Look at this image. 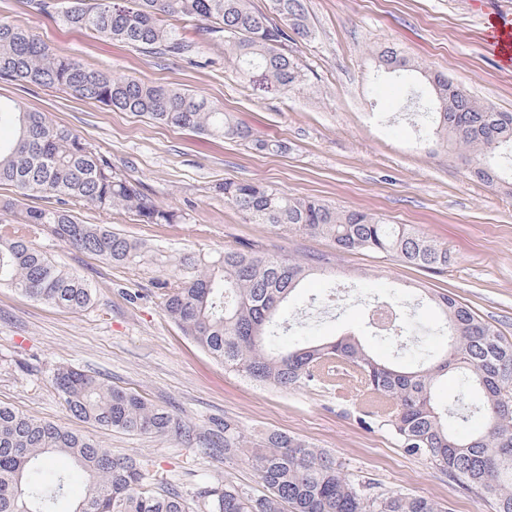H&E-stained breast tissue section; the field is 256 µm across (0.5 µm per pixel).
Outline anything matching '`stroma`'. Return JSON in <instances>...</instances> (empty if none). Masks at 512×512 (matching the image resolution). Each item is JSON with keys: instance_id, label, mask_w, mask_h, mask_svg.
Listing matches in <instances>:
<instances>
[{"instance_id": "35a3bbf8", "label": "stroma", "mask_w": 512, "mask_h": 512, "mask_svg": "<svg viewBox=\"0 0 512 512\" xmlns=\"http://www.w3.org/2000/svg\"><path fill=\"white\" fill-rule=\"evenodd\" d=\"M307 7L311 35L293 41L307 85L285 94L259 74L240 77L220 41L199 62L166 60L70 29L30 12L23 0H0V18L58 54L92 70L204 96L254 136L282 143L278 152L260 153L33 84L0 79V98L78 130L114 167L142 182L149 200L177 211L179 223L142 224L119 211L76 210L85 223L112 225L167 256L247 247L281 256L330 250L328 240L250 223L225 203L220 188L228 180L364 209L447 246L448 267L440 272L367 252L342 256L335 276H311L284 305L274 347L353 334L380 359L419 360L441 343L438 313L420 300L424 288L454 295L512 340V195L471 179L452 148L421 142L414 115L403 109L405 84L390 76L374 80L375 64L364 53L369 45L396 46L484 104L512 112V68L487 47L482 13L473 0H307ZM35 243L87 279L96 302L75 314L0 288V404L90 435L187 497L206 479L260 493L244 458L224 461L195 441L230 418L252 438L277 430L326 449L351 478L433 498L446 512H493L489 500L407 454L330 390L278 389L225 369L163 312L161 283L177 274L174 264L115 266L47 232ZM377 299L405 306L410 339L365 330V308ZM56 365L145 396L176 416L179 430L154 437L71 419L50 384Z\"/></svg>"}]
</instances>
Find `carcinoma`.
I'll return each instance as SVG.
<instances>
[{"label": "carcinoma", "mask_w": 512, "mask_h": 512, "mask_svg": "<svg viewBox=\"0 0 512 512\" xmlns=\"http://www.w3.org/2000/svg\"><path fill=\"white\" fill-rule=\"evenodd\" d=\"M279 22L255 10L251 0H26L35 13L68 27L167 59L193 60L202 46L165 23L181 17L202 23V42H224L241 77L254 72L288 93L305 84L288 42L310 34L305 0H270ZM377 74L408 83L407 112H421L445 145L457 149L470 173L489 187L503 182L492 164L512 156V112H496L442 74H428L392 47L368 50ZM0 78L58 87L66 93L124 112L218 138L235 139L262 152L273 148L224 110L187 91L136 78L92 71L57 54L28 31L0 21ZM0 185L22 198L40 196L55 205L18 208L0 201L14 219L0 224V286L71 312L94 302L85 279L63 269L33 237L48 230L70 246L117 266L142 262L146 246L109 224H85L79 205L104 213L130 212L143 224H173L179 215L152 204L142 184L112 167V159L76 131L0 100ZM224 202L272 228L320 237L330 253L285 257L226 249L181 260L183 273L163 282V311L224 368L262 385L288 389L323 387L354 404L360 418L387 428L399 446L424 458L456 484L491 500L494 512H512V342L493 323L447 293L428 299L442 317V350L416 365L383 361L354 336L303 343L286 351L270 342L282 305L303 281L331 273L336 255L371 252L426 270L448 267V248L406 224H389L358 210L287 195L255 182L226 181ZM477 393L467 403L435 401L448 374ZM52 384L67 413L106 429L165 436L178 420L136 392L120 389L75 367L58 366ZM475 418L478 428H467ZM224 459L244 448L263 493L231 482H204L191 498L147 483L137 459L115 454L65 425L0 405V512H58L72 474L54 460L67 458L86 479L72 512H445L438 501L383 489L349 478L342 462L323 448L278 431L249 440L238 423L199 439Z\"/></svg>", "instance_id": "carcinoma-1"}]
</instances>
